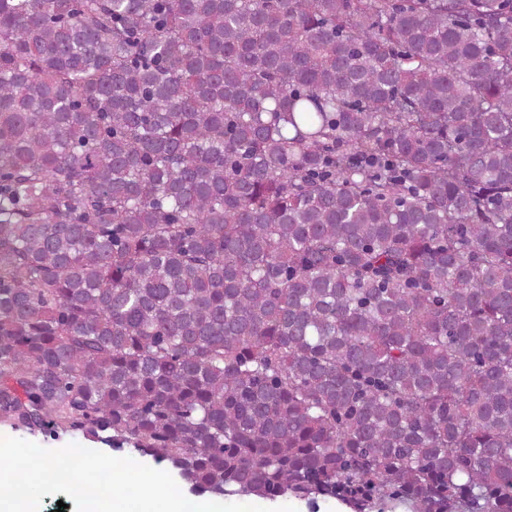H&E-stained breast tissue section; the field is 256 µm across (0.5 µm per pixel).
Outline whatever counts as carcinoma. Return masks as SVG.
<instances>
[{"instance_id":"obj_1","label":"carcinoma","mask_w":512,"mask_h":512,"mask_svg":"<svg viewBox=\"0 0 512 512\" xmlns=\"http://www.w3.org/2000/svg\"><path fill=\"white\" fill-rule=\"evenodd\" d=\"M2 422L512 512V0H0Z\"/></svg>"}]
</instances>
